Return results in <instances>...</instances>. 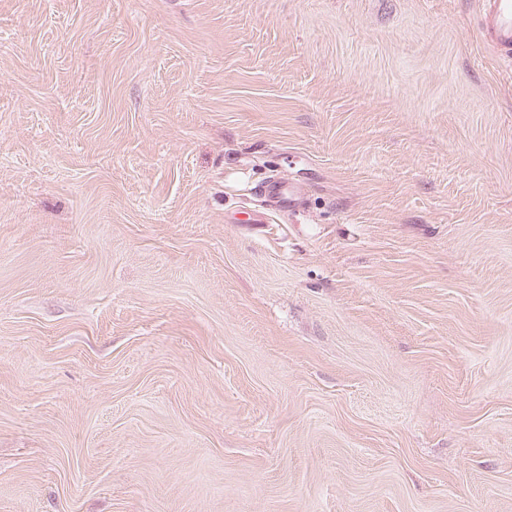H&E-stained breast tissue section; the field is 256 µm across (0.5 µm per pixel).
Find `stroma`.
Listing matches in <instances>:
<instances>
[{
  "label": "stroma",
  "instance_id": "obj_1",
  "mask_svg": "<svg viewBox=\"0 0 512 512\" xmlns=\"http://www.w3.org/2000/svg\"><path fill=\"white\" fill-rule=\"evenodd\" d=\"M477 10L0 0V512H512ZM271 207H293L299 199V192L288 184V189L280 179L267 183L261 190Z\"/></svg>",
  "mask_w": 512,
  "mask_h": 512
}]
</instances>
